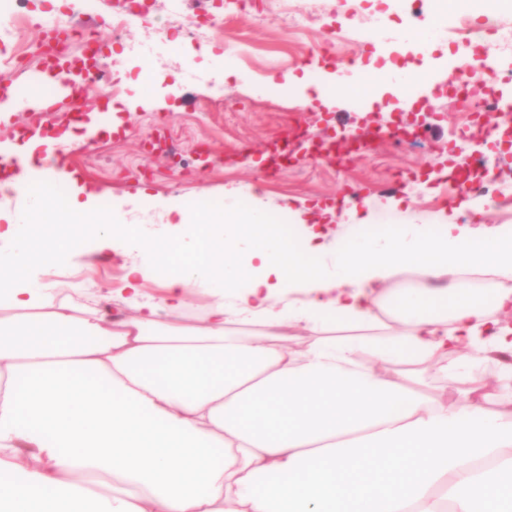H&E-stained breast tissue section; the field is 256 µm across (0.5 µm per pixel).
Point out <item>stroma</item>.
Wrapping results in <instances>:
<instances>
[{
  "instance_id": "obj_1",
  "label": "stroma",
  "mask_w": 512,
  "mask_h": 512,
  "mask_svg": "<svg viewBox=\"0 0 512 512\" xmlns=\"http://www.w3.org/2000/svg\"><path fill=\"white\" fill-rule=\"evenodd\" d=\"M481 2L459 0L440 19L437 0H423L421 18L415 21L409 0H385L381 6L368 0L354 19L348 16L349 0H298L299 7L321 22L368 28L371 43L321 45L311 36L285 31L273 17L253 10L225 22L224 33L211 40L198 43L172 31L158 41L153 53L132 56L125 45L140 40L141 29H127L119 38L112 32L111 19L125 11L124 0H98L103 21L93 38L119 83V94L104 97L98 84L89 82L77 104H56L48 114L12 113L9 122H0V144L21 142L46 129L50 118L73 109L90 115L113 106L123 119L119 129L62 160L65 168L79 171L100 193L101 209L145 188L187 210H202L220 204L225 191L237 189L245 194L248 207L266 210L278 224L296 225L301 234L317 225L333 246L364 233L361 220L370 213L390 215L396 224L446 220L480 236L498 225H512V139L458 144L465 117L445 68L450 61L448 31L461 16L480 20ZM429 24L434 32L428 59L397 51L399 42ZM228 33L242 39L239 55L225 54ZM348 59L356 60L365 75L381 68L397 73L422 64L439 74L403 99L385 95L363 105L344 95L330 108L302 105L293 93L277 87L288 75H307L324 84ZM145 68L156 74V92L164 107L138 102ZM375 124L418 128L423 140H385L368 152L347 156L338 166L320 159L313 149L316 142ZM291 127L308 135L294 165L265 169L266 144ZM473 154L482 157L499 193L492 201L471 194L461 207L446 195L444 178L449 169L466 165ZM123 276L121 259L90 251L76 266L52 270L47 279L54 288L71 292L75 303H85L91 296L130 316L133 308L116 292Z\"/></svg>"
}]
</instances>
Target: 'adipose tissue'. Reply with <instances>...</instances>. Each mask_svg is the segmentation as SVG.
<instances>
[{"label": "adipose tissue", "instance_id": "adipose-tissue-1", "mask_svg": "<svg viewBox=\"0 0 512 512\" xmlns=\"http://www.w3.org/2000/svg\"><path fill=\"white\" fill-rule=\"evenodd\" d=\"M5 184L27 205L0 245V512H512V412L482 401L491 373L512 395L492 369L512 352V228L395 224L331 254L236 190L197 212L154 197L150 229L70 173ZM91 245L129 257L136 317L88 315L45 281ZM406 265L506 285L446 307L401 288L403 332L333 336L377 321L374 293ZM191 287L214 298L208 326L160 322ZM288 326L311 340L290 350ZM424 364L460 399L421 393Z\"/></svg>", "mask_w": 512, "mask_h": 512}]
</instances>
